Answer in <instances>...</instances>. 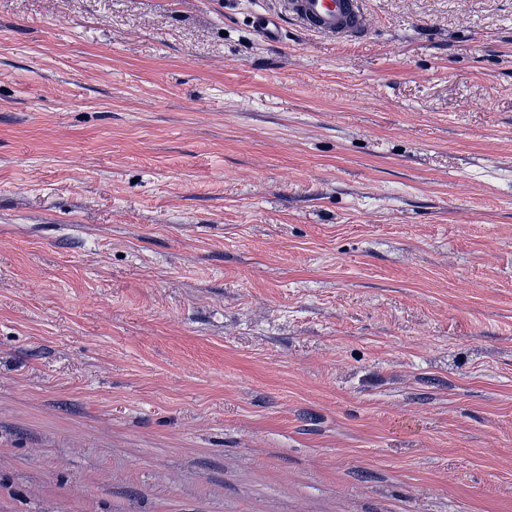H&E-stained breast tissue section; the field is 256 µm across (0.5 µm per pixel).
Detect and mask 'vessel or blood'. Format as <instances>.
Instances as JSON below:
<instances>
[{"label":"vessel or blood","mask_w":512,"mask_h":512,"mask_svg":"<svg viewBox=\"0 0 512 512\" xmlns=\"http://www.w3.org/2000/svg\"><path fill=\"white\" fill-rule=\"evenodd\" d=\"M286 13L307 31L323 37L360 39L365 35L361 23L363 0H285ZM283 15L259 14L255 17L258 32L269 41L279 40Z\"/></svg>","instance_id":"vessel-or-blood-1"}]
</instances>
